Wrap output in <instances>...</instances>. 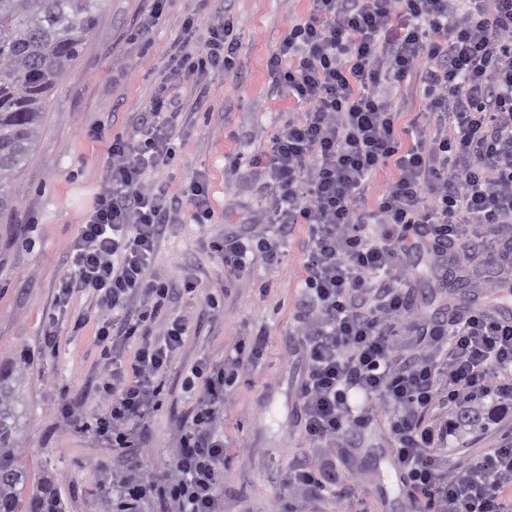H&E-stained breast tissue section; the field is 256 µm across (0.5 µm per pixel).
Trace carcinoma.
I'll return each instance as SVG.
<instances>
[{
    "label": "carcinoma",
    "mask_w": 512,
    "mask_h": 512,
    "mask_svg": "<svg viewBox=\"0 0 512 512\" xmlns=\"http://www.w3.org/2000/svg\"><path fill=\"white\" fill-rule=\"evenodd\" d=\"M106 0H0V213L20 202L16 180L36 146L49 93L96 25ZM457 282L480 287L476 267L453 265ZM17 389L0 371V512H65L55 478L20 463Z\"/></svg>",
    "instance_id": "obj_1"
}]
</instances>
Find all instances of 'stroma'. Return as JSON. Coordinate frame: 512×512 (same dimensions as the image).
I'll use <instances>...</instances> for the list:
<instances>
[{"label": "stroma", "mask_w": 512, "mask_h": 512, "mask_svg": "<svg viewBox=\"0 0 512 512\" xmlns=\"http://www.w3.org/2000/svg\"><path fill=\"white\" fill-rule=\"evenodd\" d=\"M153 0H108L82 52L49 94L35 151L19 175L17 210L0 218V369L18 378L25 450L30 472L48 473L61 483L66 512H112V493L101 485L100 469L120 472L138 463L163 473L179 428L190 421L199 395L186 379L202 361H222L242 336L257 341L262 357L232 390L219 421L224 431V467L219 495L223 512H284L292 493L286 472L313 462L304 431L301 386L304 349L294 334L301 299L304 227L278 237L264 225L269 199L253 172L272 133L304 108L273 94L269 58L289 22L309 13L310 0H170L152 23ZM231 11L239 38V68L202 82H178L168 90L178 117L174 160L148 172L147 186L172 199L181 221L165 227L150 270L173 286L195 283L181 293L167 315L188 320L190 332L164 373L166 395L137 447H110L80 427V421L108 413L112 397L101 375L113 361L129 363L132 344L101 343V313L95 297L81 291L59 299L71 269V247L108 173L113 135L141 138L140 112L158 92L170 48L187 14L200 31ZM203 180L215 210L212 223L197 225L181 190ZM232 233L278 238V259L255 258L234 276L213 252V242ZM471 265L486 272L482 288L457 287L446 267L428 251L413 254V294L423 322L448 318V295L475 310L494 304L502 283L482 256ZM364 424L349 445L324 449L335 458L339 477L306 512H413L406 477L393 457L390 417L378 400L361 405ZM512 439V408L495 407L483 426L460 448L442 453L449 468L478 464L487 449Z\"/></svg>", "instance_id": "stroma-1"}]
</instances>
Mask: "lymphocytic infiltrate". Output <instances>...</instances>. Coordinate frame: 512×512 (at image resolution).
Segmentation results:
<instances>
[{
  "label": "lymphocytic infiltrate",
  "instance_id": "f902f5d3",
  "mask_svg": "<svg viewBox=\"0 0 512 512\" xmlns=\"http://www.w3.org/2000/svg\"><path fill=\"white\" fill-rule=\"evenodd\" d=\"M197 27V15L184 17L171 79L234 72L233 16L211 25L201 48L192 40ZM268 70L276 93L304 107L302 118L272 135L263 174L268 223L283 234L298 224L307 229L294 332L308 359L302 397L312 451L356 426L357 391L390 412L414 503L432 512H512V442L488 449L479 471L451 470L435 449L460 432L429 418L440 407L457 414L488 399L512 403V319L487 309L417 328L406 261L426 245L461 262L476 251L512 277V0H311L307 18L283 32ZM411 74L426 116L405 128L389 87ZM175 117L160 95L140 116L141 141L113 136L110 176L60 288L65 297L91 292L106 312L140 302L121 326L106 321L97 330L99 342L117 334L136 343L131 365L102 377L112 408L97 430L116 448L134 447L136 424L160 409V377L189 333L186 320L165 314L173 286L148 275L174 207L164 192L146 189L142 176L174 158L162 130ZM388 165L395 180L366 205L373 176ZM214 250L236 275L255 256L277 258L272 241L236 234ZM147 323L158 327L160 341L145 337ZM417 329L432 342L405 353L401 339ZM256 355L244 337L222 362L195 365L202 394L170 450V470L146 475L133 465L104 473L103 487L134 510L160 501L167 512H218L224 435L217 418ZM335 478L324 460L293 467L286 483L314 500Z\"/></svg>",
  "mask_w": 512,
  "mask_h": 512
}]
</instances>
